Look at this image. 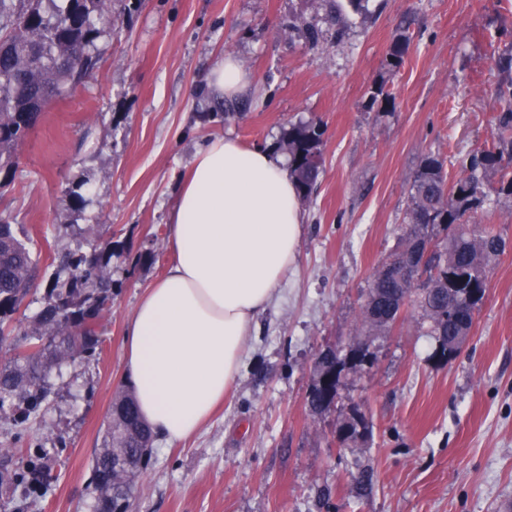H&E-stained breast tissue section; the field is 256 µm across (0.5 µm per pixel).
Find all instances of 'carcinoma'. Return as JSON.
<instances>
[{
    "mask_svg": "<svg viewBox=\"0 0 512 512\" xmlns=\"http://www.w3.org/2000/svg\"><path fill=\"white\" fill-rule=\"evenodd\" d=\"M112 25V0H0V169L16 166V149L39 123L43 105L63 97L97 67L96 41ZM495 66L503 78L499 97L504 102L495 133L457 160L461 176L451 183L440 156L423 160L411 185L403 234L377 271L362 307L366 339L396 324L399 302L406 298L414 299L436 337L472 328L470 312L486 295L488 266L506 242L492 227L469 223V213L483 203L484 186L493 176H500L499 192L512 196V47L498 54ZM324 134L321 124H298L280 144L303 200L313 194L320 174ZM436 227L445 231L443 238L433 234ZM29 241L16 225L0 220V342L9 340L17 349L14 362L0 368V408L10 405L17 423L47 403L53 367L98 352L103 309L114 288L112 242L103 241L90 252L68 250L54 258L67 283L46 287L32 324H13L37 275ZM367 363L371 360L354 350L327 347L315 357V375L320 379L337 366ZM335 400L336 381L328 391L317 382L307 393L306 406L320 415ZM116 406L115 422L94 460L92 512L128 510L137 473L118 467V460L142 457L152 442L150 430H131V423L139 421L133 395L118 396ZM349 426L348 435L338 436L341 445L372 437V426L358 408L341 428Z\"/></svg>",
    "mask_w": 512,
    "mask_h": 512,
    "instance_id": "cac0c4a2",
    "label": "carcinoma"
}]
</instances>
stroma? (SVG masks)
I'll list each match as a JSON object with an SVG mask.
<instances>
[{
    "label": "stroma",
    "mask_w": 512,
    "mask_h": 512,
    "mask_svg": "<svg viewBox=\"0 0 512 512\" xmlns=\"http://www.w3.org/2000/svg\"><path fill=\"white\" fill-rule=\"evenodd\" d=\"M93 73L51 101L0 173V218L29 236L39 276L15 316L41 307L60 252L122 247L102 350L52 370L46 408L22 424L0 411V455L48 468L40 491L0 485V512H90L93 458L128 391L123 340L169 261L167 223L199 149L229 134L278 147L291 124L326 128L322 171L301 204L295 269L255 321L240 376L194 438L154 440L130 512H506L512 507V196L490 180L476 217L508 247L459 355L437 360L414 303L371 337L373 365L344 371L335 405L306 407L314 359L348 349L372 280L402 233L425 155L455 160L501 109L497 54L512 47V0H114ZM337 22H330V14ZM410 38L389 64L399 34ZM235 55L251 83L224 102L205 85ZM386 97L371 100L375 87ZM369 443L338 447L351 407Z\"/></svg>",
    "instance_id": "stroma-1"
}]
</instances>
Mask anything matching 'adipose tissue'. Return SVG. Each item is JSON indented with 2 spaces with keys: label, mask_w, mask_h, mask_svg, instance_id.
I'll return each mask as SVG.
<instances>
[{
  "label": "adipose tissue",
  "mask_w": 512,
  "mask_h": 512,
  "mask_svg": "<svg viewBox=\"0 0 512 512\" xmlns=\"http://www.w3.org/2000/svg\"><path fill=\"white\" fill-rule=\"evenodd\" d=\"M300 235L299 196L272 150L224 135L196 153L167 226L165 274L142 293L124 340L139 415L167 444L198 434L235 385Z\"/></svg>",
  "instance_id": "ef3b65f1"
}]
</instances>
